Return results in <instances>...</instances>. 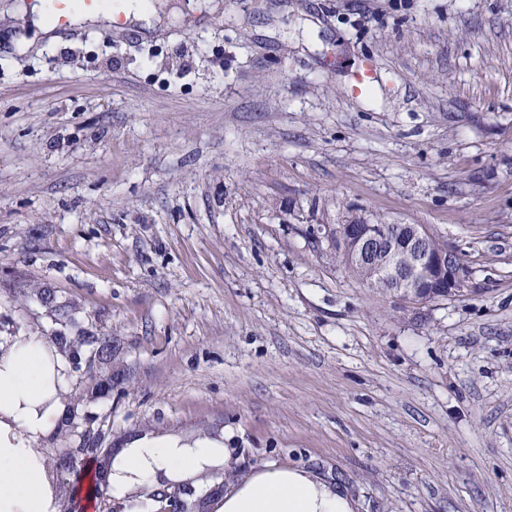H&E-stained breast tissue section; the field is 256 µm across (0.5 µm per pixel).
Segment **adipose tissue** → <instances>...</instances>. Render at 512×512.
<instances>
[{
	"mask_svg": "<svg viewBox=\"0 0 512 512\" xmlns=\"http://www.w3.org/2000/svg\"><path fill=\"white\" fill-rule=\"evenodd\" d=\"M64 365L50 359L40 337H16L9 356L0 359V512H54L44 469L33 448L56 425L55 395ZM227 450L215 441L191 445L138 437L112 463L113 497L159 476L185 475L210 464ZM343 485H332L305 469L265 466L225 493L218 512H353Z\"/></svg>",
	"mask_w": 512,
	"mask_h": 512,
	"instance_id": "1",
	"label": "adipose tissue"
}]
</instances>
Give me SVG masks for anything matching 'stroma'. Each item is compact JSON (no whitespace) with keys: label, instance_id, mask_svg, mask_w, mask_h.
Returning a JSON list of instances; mask_svg holds the SVG:
<instances>
[{"label":"stroma","instance_id":"stroma-1","mask_svg":"<svg viewBox=\"0 0 512 512\" xmlns=\"http://www.w3.org/2000/svg\"><path fill=\"white\" fill-rule=\"evenodd\" d=\"M0 0V355L40 299L108 336L37 447L213 440L205 512L275 464L357 512H512V0H153V31L46 41ZM31 39L16 52L12 40ZM373 77L354 93L364 61ZM423 224L470 275L422 305L348 268L340 224Z\"/></svg>","mask_w":512,"mask_h":512}]
</instances>
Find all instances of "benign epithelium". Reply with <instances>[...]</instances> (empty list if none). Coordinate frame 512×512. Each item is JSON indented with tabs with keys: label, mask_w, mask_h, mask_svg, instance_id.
<instances>
[{
	"label": "benign epithelium",
	"mask_w": 512,
	"mask_h": 512,
	"mask_svg": "<svg viewBox=\"0 0 512 512\" xmlns=\"http://www.w3.org/2000/svg\"><path fill=\"white\" fill-rule=\"evenodd\" d=\"M336 237L350 262L370 266L383 256L379 274L391 293L413 304L455 297L469 276L459 252L437 247L435 234L424 224H340ZM161 493L169 498L168 512H197L181 498L193 494L192 486Z\"/></svg>",
	"instance_id": "obj_1"
}]
</instances>
